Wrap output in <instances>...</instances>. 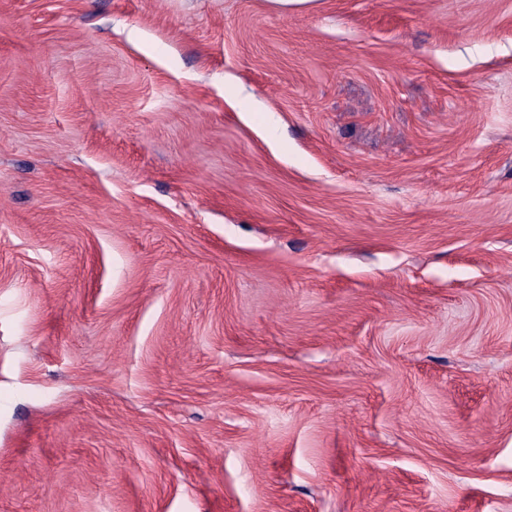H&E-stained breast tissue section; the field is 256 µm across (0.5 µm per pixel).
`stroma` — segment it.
Returning <instances> with one entry per match:
<instances>
[{
  "mask_svg": "<svg viewBox=\"0 0 512 512\" xmlns=\"http://www.w3.org/2000/svg\"><path fill=\"white\" fill-rule=\"evenodd\" d=\"M0 512H512V0H0Z\"/></svg>",
  "mask_w": 512,
  "mask_h": 512,
  "instance_id": "1",
  "label": "stroma"
}]
</instances>
